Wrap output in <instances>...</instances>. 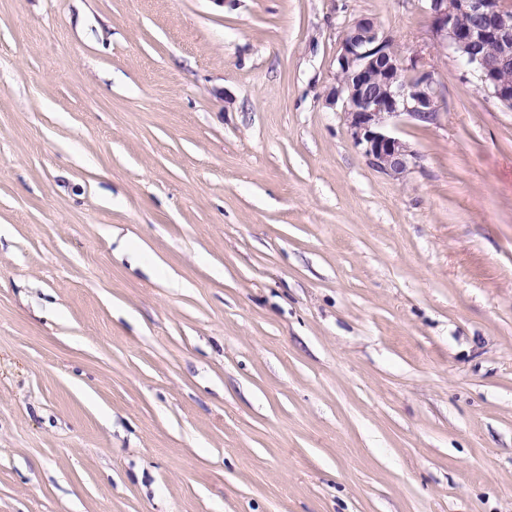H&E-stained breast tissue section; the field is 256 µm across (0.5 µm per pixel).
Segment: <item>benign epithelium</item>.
<instances>
[{"label":"benign epithelium","instance_id":"benign-epithelium-1","mask_svg":"<svg viewBox=\"0 0 512 512\" xmlns=\"http://www.w3.org/2000/svg\"><path fill=\"white\" fill-rule=\"evenodd\" d=\"M432 21L436 46L454 58L478 87L512 111V81L502 71L512 62V11L502 0H419ZM473 17L464 27L458 19ZM392 39L373 20L357 19L344 31L336 56L335 86L330 105L342 103V112L354 144L369 163L402 181L416 166L418 154L395 132L401 119L432 123L439 115L441 97L432 71L421 58L386 52ZM498 48L494 56L473 57L476 44Z\"/></svg>","mask_w":512,"mask_h":512}]
</instances>
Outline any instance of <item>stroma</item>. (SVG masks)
I'll list each match as a JSON object with an SVG mask.
<instances>
[{"label": "stroma", "instance_id": "35a3bbf8", "mask_svg": "<svg viewBox=\"0 0 512 512\" xmlns=\"http://www.w3.org/2000/svg\"><path fill=\"white\" fill-rule=\"evenodd\" d=\"M0 512H512V111L417 0H0ZM387 43L392 39L371 19L348 24L327 101L335 106L341 101L353 142L369 163L403 181L416 166L418 154L395 132L397 122H434L441 97L432 71L419 55L382 51Z\"/></svg>", "mask_w": 512, "mask_h": 512}]
</instances>
